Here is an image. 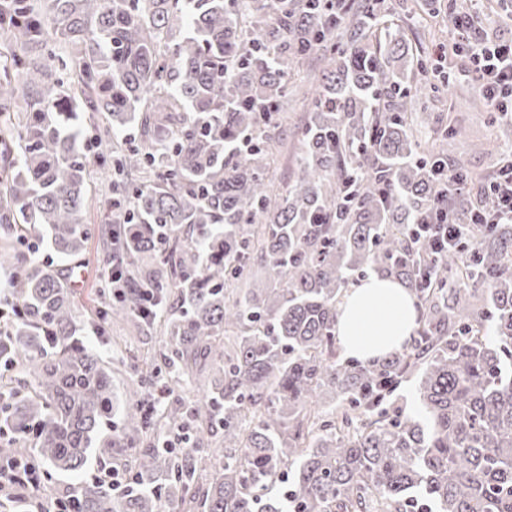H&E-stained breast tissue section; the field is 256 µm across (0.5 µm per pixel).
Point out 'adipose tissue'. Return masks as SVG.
<instances>
[{
	"label": "adipose tissue",
	"mask_w": 512,
	"mask_h": 512,
	"mask_svg": "<svg viewBox=\"0 0 512 512\" xmlns=\"http://www.w3.org/2000/svg\"><path fill=\"white\" fill-rule=\"evenodd\" d=\"M417 319L409 290L399 281L373 275L351 288L340 303L337 336L347 355L372 361L402 350Z\"/></svg>",
	"instance_id": "ef3b65f1"
}]
</instances>
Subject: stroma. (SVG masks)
Masks as SVG:
<instances>
[{
    "instance_id": "35a3bbf8",
    "label": "stroma",
    "mask_w": 512,
    "mask_h": 512,
    "mask_svg": "<svg viewBox=\"0 0 512 512\" xmlns=\"http://www.w3.org/2000/svg\"><path fill=\"white\" fill-rule=\"evenodd\" d=\"M392 7L414 54L428 57L441 76L440 91L431 98L426 111L415 112L412 126L423 132L454 127L458 134L449 139V163H462L482 181L496 177L502 165L505 146L498 137L491 113L471 80L464 76L468 60L455 52V38L448 27L450 8L482 12L480 0H385ZM324 69L319 55L292 65L288 75V100L279 132L286 142L280 152L269 159L278 192L292 185L297 158L301 152V133L310 117L308 102ZM86 181L88 205L82 214L84 223L99 225L111 216L112 202L118 191L112 188L111 164L90 162ZM103 267V247L99 238H91L69 280L71 299L81 324V334L90 345L105 344L112 353V390L123 396L133 366L157 353L163 336L159 327L131 322L108 321L101 317L98 278Z\"/></svg>"
}]
</instances>
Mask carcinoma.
Listing matches in <instances>:
<instances>
[{"label": "carcinoma", "mask_w": 512, "mask_h": 512, "mask_svg": "<svg viewBox=\"0 0 512 512\" xmlns=\"http://www.w3.org/2000/svg\"><path fill=\"white\" fill-rule=\"evenodd\" d=\"M65 48L43 39L31 0L0 3V267L14 271L0 327V458L32 434L46 480L90 460L132 459L129 487L99 481L78 512H512V227L476 229L474 253L435 252L406 225L443 197L407 113L436 90L382 0L334 16L316 0H44ZM344 28L346 41L336 42ZM328 60L309 101L296 181L272 189L266 160L290 65ZM25 75L19 91L14 73ZM103 112L97 144L123 183L135 228L83 223L88 154L71 124ZM140 126L139 139L123 137ZM98 235L128 278L104 316L145 323L158 353L127 387L123 430L112 359L78 337L64 268L31 261L48 236L64 263ZM271 288H240L254 259ZM370 273L408 285L422 310L403 352L372 364L336 354L341 288ZM490 290L476 302L477 288ZM188 404L153 416L151 387ZM417 381L421 416L399 404ZM187 425L192 447L162 437ZM40 491L0 508L18 512Z\"/></svg>", "instance_id": "obj_1"}]
</instances>
